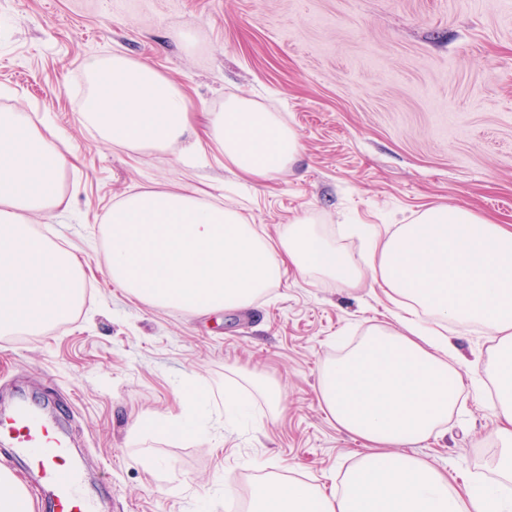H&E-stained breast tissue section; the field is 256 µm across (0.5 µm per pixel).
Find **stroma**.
Segmentation results:
<instances>
[{"label":"stroma","instance_id":"obj_1","mask_svg":"<svg viewBox=\"0 0 512 512\" xmlns=\"http://www.w3.org/2000/svg\"><path fill=\"white\" fill-rule=\"evenodd\" d=\"M115 54L181 84L195 114L230 95L282 113L299 161L243 181L207 150L204 168L174 153L113 151L81 121L88 58ZM50 115L77 153L58 179L62 207L36 227L76 248L86 297L37 336L0 338V384L28 403L67 405L86 487L102 512H248L262 460L283 476L330 484L361 450L318 400L340 343L389 320L379 289L354 292L287 274L252 306L189 316L113 284L102 218L138 187L199 190L257 228L308 215L351 252V227L386 232L451 204L512 225V0H0V112ZM464 365L482 371L491 343L476 325L448 328ZM204 380L244 394L251 412L203 407L195 438L133 433L145 413H178ZM282 390L273 405L265 386ZM443 439L416 455L470 479L498 481L488 401L466 389Z\"/></svg>","mask_w":512,"mask_h":512}]
</instances>
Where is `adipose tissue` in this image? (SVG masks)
<instances>
[{
    "instance_id": "ef3b65f1",
    "label": "adipose tissue",
    "mask_w": 512,
    "mask_h": 512,
    "mask_svg": "<svg viewBox=\"0 0 512 512\" xmlns=\"http://www.w3.org/2000/svg\"><path fill=\"white\" fill-rule=\"evenodd\" d=\"M86 126L126 155L180 148L185 159L216 147L225 166L266 182L292 165L299 136L251 98L231 96L197 131L182 86L122 55L91 58ZM73 153L53 123L32 126L25 112L0 113V336L35 334L67 320L84 292L73 251L35 235V216L63 204L59 172ZM105 268L126 292L151 306L195 316L251 305L290 272L348 290L380 288L391 324L323 366L318 397L337 429L363 447L340 485L325 487L271 471L251 489L249 512H512V227L439 205L387 235L370 236L359 256L302 216L276 239L235 208L188 191L144 189L105 215ZM478 324L494 341L486 374H465L447 332ZM491 391L500 443L497 485L458 482L454 473L412 455L442 436L465 387ZM188 385L179 414H150L133 427L168 438L197 436V409L212 399Z\"/></svg>"
}]
</instances>
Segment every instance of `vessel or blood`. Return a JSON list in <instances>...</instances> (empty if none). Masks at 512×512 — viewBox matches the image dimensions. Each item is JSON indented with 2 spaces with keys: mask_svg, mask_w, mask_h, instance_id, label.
<instances>
[{
  "mask_svg": "<svg viewBox=\"0 0 512 512\" xmlns=\"http://www.w3.org/2000/svg\"><path fill=\"white\" fill-rule=\"evenodd\" d=\"M0 442L36 475L44 512H98L97 501L85 491L84 471L53 416L16 402L0 410Z\"/></svg>",
  "mask_w": 512,
  "mask_h": 512,
  "instance_id": "b4317fda",
  "label": "vessel or blood"
}]
</instances>
